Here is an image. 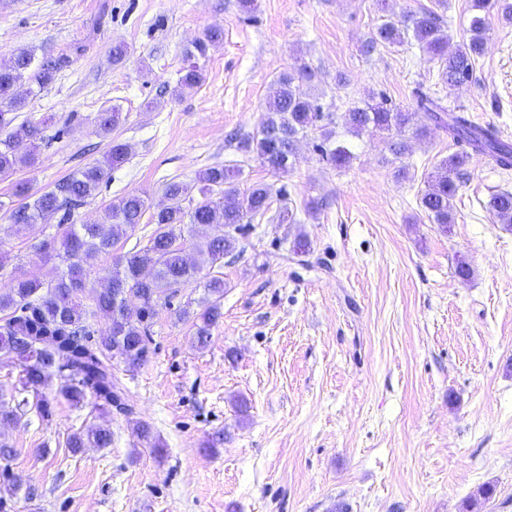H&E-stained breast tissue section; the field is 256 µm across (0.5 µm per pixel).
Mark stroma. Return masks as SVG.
Instances as JSON below:
<instances>
[{"label": "stroma", "instance_id": "stroma-1", "mask_svg": "<svg viewBox=\"0 0 512 512\" xmlns=\"http://www.w3.org/2000/svg\"><path fill=\"white\" fill-rule=\"evenodd\" d=\"M421 9L438 11L452 44L468 41L473 0H256L249 13L240 0H0V61L26 48L56 68L18 114L47 121L36 161L0 180V289L47 278L43 243L62 232L54 214L15 234V183L39 194L99 158L102 109L119 108L111 139L129 156L72 223L131 193L160 205L168 182L195 184L214 165L274 191L270 217L224 259L206 349L177 314L203 296L187 287L160 309L147 362L113 363L127 413L74 407L53 380L50 418L0 426L22 481L0 479L7 512H465L484 485L495 495L481 512H512V224L487 209L512 191V173L473 159L443 230L419 207L429 174L462 149L442 130L401 158L385 138L347 137L355 157L343 169L311 134L284 176L237 143L299 61L334 123L372 93L409 111L428 98L512 143V20L497 7L484 11L486 48L467 84L448 85L412 41L361 53L383 19ZM209 27L224 37L201 84L180 91L185 51ZM119 43L128 53L116 64ZM286 209L292 221H275ZM300 237L310 250L297 255ZM98 426L111 447L67 448Z\"/></svg>", "mask_w": 512, "mask_h": 512}]
</instances>
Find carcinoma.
Masks as SVG:
<instances>
[{
  "instance_id": "cac0c4a2",
  "label": "carcinoma",
  "mask_w": 512,
  "mask_h": 512,
  "mask_svg": "<svg viewBox=\"0 0 512 512\" xmlns=\"http://www.w3.org/2000/svg\"><path fill=\"white\" fill-rule=\"evenodd\" d=\"M413 39L430 59L440 63L441 75L450 85L459 86L473 77L476 59L486 40L485 17L470 21L468 42L451 46L440 16L422 9L406 15L403 23L384 20L374 35L362 45L371 53L380 46L394 47ZM223 40V31L208 29L185 52L189 65L179 79L180 89H192L203 80L208 51ZM54 79V68L34 64L30 51L17 49L0 63V177L10 176L19 165L34 162L33 149L41 139L43 122L16 123V113L25 106L26 96L44 89ZM316 79L305 64L284 72L268 100L265 117L256 133L239 140V149L256 155L274 173L286 175L294 165L295 142L312 132L319 133L317 149L322 160L334 167L349 165L354 153L338 139L319 98L308 92ZM434 126L454 140L466 143L468 150L452 154L429 176L419 205L432 224L448 229L454 223L453 199L456 179L475 157H485L503 171L512 169V147L502 143L489 128L475 125L463 112H449L432 102H419ZM119 111L110 107L96 117L97 134L109 139L102 158L80 168L32 201L25 182L15 185V195L25 202L12 209L10 219L18 232L31 230L45 213L61 214L64 226L59 242L44 244V258L53 263L47 280L17 277L9 291L0 292V350L16 352L20 389L0 393V424L14 423L32 407L42 416L51 414V403L42 389L49 378L59 381V394L74 406L92 398V408L102 414L124 405L122 388L112 374V360L120 355L131 366L143 363L149 353V331L158 307L172 305L181 289L203 280L205 296L200 303L196 344L204 349L210 342V328L221 317L224 277L215 270L224 256L235 251L238 238L223 234L205 241L186 238L185 227L194 224L231 225L241 232L257 215L270 208L272 189L265 183L240 188L234 171L210 167L198 175L199 200L192 208L184 206L192 186L171 181L165 185L166 205L151 213L156 225L147 244L132 248L112 260L111 281L115 287L86 292V277L114 244L129 237L149 208L139 195L128 194L112 201L93 224L70 223L72 210L94 197L109 182L112 170L124 163L128 146L110 138L118 123ZM414 113L388 105L387 99L370 95L361 106L344 115L346 133L384 135L391 153L400 158L409 151L405 133L422 136L425 130L414 126ZM487 208L503 224H512V192L498 191L490 196ZM207 273H202L203 269ZM103 312L118 317V324L94 336L89 318ZM112 433L106 428L72 434L67 445L77 452L89 446L108 448Z\"/></svg>"
}]
</instances>
